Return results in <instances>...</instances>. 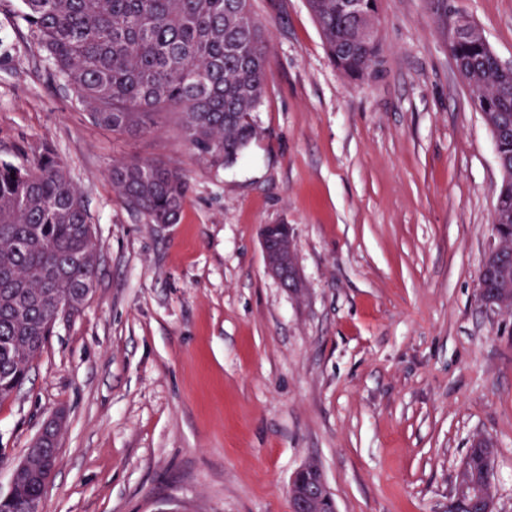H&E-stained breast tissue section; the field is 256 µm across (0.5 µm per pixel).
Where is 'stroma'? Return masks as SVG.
Segmentation results:
<instances>
[{"label":"stroma","mask_w":512,"mask_h":512,"mask_svg":"<svg viewBox=\"0 0 512 512\" xmlns=\"http://www.w3.org/2000/svg\"><path fill=\"white\" fill-rule=\"evenodd\" d=\"M270 49L260 133L202 160L177 118L116 135L52 82L0 0V161L52 150L100 247L82 311L0 402V495L64 413L41 512H291L322 469L336 512H449L474 437L512 512V313L478 279L502 174L448 52L476 23L512 65V0H380V63L340 73L306 0H252ZM179 169L178 223L112 189L116 158ZM265 224L294 228L304 292L266 271Z\"/></svg>","instance_id":"obj_1"}]
</instances>
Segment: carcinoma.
<instances>
[{"label": "carcinoma", "instance_id": "obj_1", "mask_svg": "<svg viewBox=\"0 0 512 512\" xmlns=\"http://www.w3.org/2000/svg\"><path fill=\"white\" fill-rule=\"evenodd\" d=\"M21 17L51 76L114 133H142L175 110L186 141L212 166L234 165L259 134L268 46L251 0H20ZM327 52L351 79L381 55L362 40V18L336 0H307ZM472 103L495 136L502 181L492 214L501 247L487 297L512 307V73L493 51L462 35L448 46ZM112 187L152 224H176L189 186L175 168L138 159L112 162ZM99 245L83 191L49 149L29 166L0 163V401L25 382L55 326L75 316L93 290ZM54 296L68 311L56 314ZM494 443H471L455 486L468 509L485 512ZM37 479L21 478L0 499L3 512H39Z\"/></svg>", "mask_w": 512, "mask_h": 512}]
</instances>
